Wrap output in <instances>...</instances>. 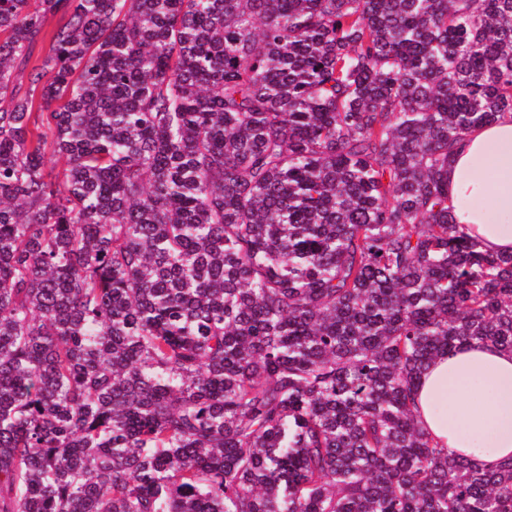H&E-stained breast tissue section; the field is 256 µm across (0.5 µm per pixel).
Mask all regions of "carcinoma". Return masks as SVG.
I'll list each match as a JSON object with an SVG mask.
<instances>
[{
  "instance_id": "obj_1",
  "label": "carcinoma",
  "mask_w": 512,
  "mask_h": 512,
  "mask_svg": "<svg viewBox=\"0 0 512 512\" xmlns=\"http://www.w3.org/2000/svg\"><path fill=\"white\" fill-rule=\"evenodd\" d=\"M504 112L512 0H0V512H512L414 415Z\"/></svg>"
}]
</instances>
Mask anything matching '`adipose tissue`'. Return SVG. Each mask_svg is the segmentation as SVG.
I'll return each mask as SVG.
<instances>
[{"label": "adipose tissue", "mask_w": 512, "mask_h": 512, "mask_svg": "<svg viewBox=\"0 0 512 512\" xmlns=\"http://www.w3.org/2000/svg\"><path fill=\"white\" fill-rule=\"evenodd\" d=\"M448 203L480 250L512 253V113L472 128L448 161ZM415 414L437 447L494 467L512 456V351L473 342L436 357Z\"/></svg>", "instance_id": "adipose-tissue-1"}]
</instances>
